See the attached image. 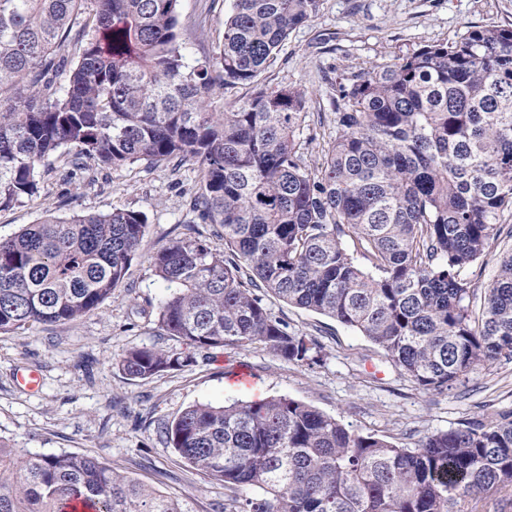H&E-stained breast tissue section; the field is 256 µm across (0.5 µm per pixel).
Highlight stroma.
Segmentation results:
<instances>
[{
	"mask_svg": "<svg viewBox=\"0 0 512 512\" xmlns=\"http://www.w3.org/2000/svg\"><path fill=\"white\" fill-rule=\"evenodd\" d=\"M231 6V0H180L179 41L189 58L216 53ZM474 24L512 27V0H322L319 11L292 31L260 81L306 90L310 117L300 138L307 143L308 167L317 168L336 134L323 74L389 65ZM198 187V167L189 162L174 168L142 160L75 174L58 161L43 177L37 197L0 210L2 239L48 214L127 209L147 219L138 256L99 310L66 324L0 333V439L19 457L93 456L117 474L190 498L195 512L221 507L232 512V494L223 482L189 465L159 432L191 405L287 397L335 416L356 432L406 448L464 419L512 410V362L488 365L448 392L426 391L357 331L270 295L264 302L273 315L322 343L318 361L293 364L256 346H227L198 357L193 366L148 380L126 376L117 362L132 347L183 350L176 338L159 333L157 310L165 290L150 256L190 228L210 237V225L190 207ZM241 367L252 373L254 388L229 382ZM31 372L40 377L34 389L19 381Z\"/></svg>",
	"mask_w": 512,
	"mask_h": 512,
	"instance_id": "obj_1",
	"label": "stroma"
}]
</instances>
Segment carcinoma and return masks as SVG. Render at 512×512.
Masks as SVG:
<instances>
[{
	"mask_svg": "<svg viewBox=\"0 0 512 512\" xmlns=\"http://www.w3.org/2000/svg\"><path fill=\"white\" fill-rule=\"evenodd\" d=\"M178 2L0 0V209L35 197L54 156L77 169L194 162V211L224 241L190 233L151 255L168 290L159 329L185 351L132 347L120 370L145 380L231 345L314 360L319 341L272 315L265 293L358 331L424 390L512 361V253L481 292L469 273L512 237V28L474 25L331 80L336 136L311 169L305 90L259 77L321 0H232L218 52L195 59ZM237 85L251 94L215 101ZM145 230L141 213L115 209L50 214L0 239V332L98 309ZM161 434L243 493L235 512H471L512 496L511 410L411 449L290 398L192 405ZM80 507L193 512L91 456L20 459L0 439V512Z\"/></svg>",
	"mask_w": 512,
	"mask_h": 512,
	"instance_id": "1",
	"label": "carcinoma"
}]
</instances>
